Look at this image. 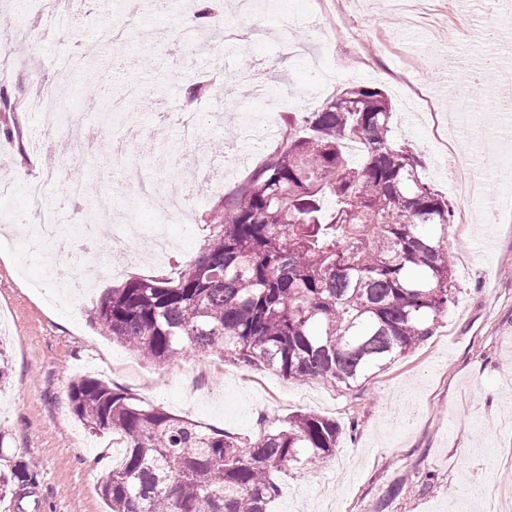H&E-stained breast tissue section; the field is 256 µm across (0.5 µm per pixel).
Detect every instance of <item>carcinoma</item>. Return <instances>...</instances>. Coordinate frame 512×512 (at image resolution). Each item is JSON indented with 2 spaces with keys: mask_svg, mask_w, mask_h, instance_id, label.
I'll use <instances>...</instances> for the list:
<instances>
[{
  "mask_svg": "<svg viewBox=\"0 0 512 512\" xmlns=\"http://www.w3.org/2000/svg\"><path fill=\"white\" fill-rule=\"evenodd\" d=\"M222 9L224 0H196L194 27ZM213 95L208 78L185 91L193 103ZM422 169L394 138L383 91L347 87L318 112L288 116L286 146L224 198L193 265L108 290L97 319L157 364L220 350L350 387L427 340L452 304L451 205ZM68 397L80 422L121 448L101 485L107 512H268L276 474L320 467L342 435L336 421L303 413L247 442L87 376ZM28 474L0 472V500Z\"/></svg>",
  "mask_w": 512,
  "mask_h": 512,
  "instance_id": "obj_1",
  "label": "carcinoma"
}]
</instances>
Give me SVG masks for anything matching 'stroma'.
<instances>
[{"mask_svg":"<svg viewBox=\"0 0 512 512\" xmlns=\"http://www.w3.org/2000/svg\"><path fill=\"white\" fill-rule=\"evenodd\" d=\"M69 0H49L40 15L28 0H0V26L11 34V49L0 56L9 90L34 100L59 99L62 108L81 114L88 127L100 121V107L114 85L141 88L130 112L150 124L154 137L136 140L131 152L103 180L100 154H84L67 165L62 180L46 190L47 201L61 196L68 178L83 182L86 193L69 201L59 223L76 228L91 210L111 214V231H121L127 193L119 184L137 169L149 170L157 185L181 187V177L155 168L154 143L179 137L187 112L184 92L194 79L221 60L225 73L248 70L263 59L272 73L288 79L295 91L318 80L330 87L313 100L283 103L284 89L273 86L259 99L250 82L228 87L232 100L224 126L202 125V139L213 146L214 161L195 186V209L184 224L144 207L139 222L146 234L163 230L177 244L159 258L144 241L132 242L137 261L118 272L103 270L95 253L69 260L52 255L25 257L11 232L28 202L24 186L43 167L31 153L20 175L11 142L0 139V185L14 186L11 200L0 201V334L10 341L11 375L0 389V466H29L32 483L21 501L24 512H105L100 485L110 466L112 435L83 426L70 409L69 384L81 376L100 378L144 402L216 429L255 438L268 426L305 412L335 420L343 435L321 468L298 467L280 475L281 491L271 512H322L319 495L329 490L335 512H478L486 487L512 488V465L497 461L512 448V195L502 197L495 223L484 236L463 238L458 225L448 229V253H470L468 268H455V301L434 335L371 378L352 387L323 380L298 382L259 365L215 353L186 352L153 365L102 330L95 310L110 288L139 278L177 277L203 253L214 231L213 218L257 165L267 145L248 157L239 154L237 121L255 111L281 119L322 109L345 86L383 89L395 114L398 141L415 149L423 176L453 206L461 190L450 182L447 166L430 129L416 117L409 86H425L442 122H450L456 100L449 87L465 88L479 61L496 52L512 58V39L488 42L486 30L502 29L511 15L491 10L486 0H411L399 8L391 0H354L346 16L336 0H257L266 29L262 43L230 36L212 27L208 54L180 48L172 9L159 0H96L74 22L80 37L56 29L53 10ZM40 35L28 40L30 25ZM122 28L129 42L120 56L103 42L104 31ZM356 50L363 66L338 77L336 58ZM52 266L68 280L98 267L91 290L61 300L56 289H35L34 278Z\"/></svg>","mask_w":512,"mask_h":512,"instance_id":"1","label":"stroma"}]
</instances>
